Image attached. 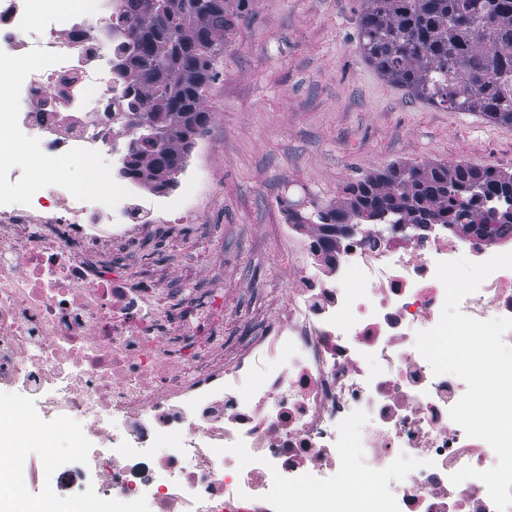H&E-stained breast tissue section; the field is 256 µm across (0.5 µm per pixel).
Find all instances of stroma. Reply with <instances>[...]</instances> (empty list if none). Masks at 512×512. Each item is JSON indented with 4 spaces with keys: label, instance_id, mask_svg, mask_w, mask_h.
<instances>
[{
    "label": "stroma",
    "instance_id": "1",
    "mask_svg": "<svg viewBox=\"0 0 512 512\" xmlns=\"http://www.w3.org/2000/svg\"><path fill=\"white\" fill-rule=\"evenodd\" d=\"M363 0H251L207 86V126L164 197L196 220L129 250L166 288L193 295L219 271L224 337L285 302L294 268L288 206L336 205L343 187L393 163L512 172V125L414 97L359 48Z\"/></svg>",
    "mask_w": 512,
    "mask_h": 512
}]
</instances>
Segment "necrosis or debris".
Returning <instances> with one entry per match:
<instances>
[{
	"mask_svg": "<svg viewBox=\"0 0 512 512\" xmlns=\"http://www.w3.org/2000/svg\"><path fill=\"white\" fill-rule=\"evenodd\" d=\"M42 2L0 0V90L29 102L0 121L25 157L0 165V409L21 431L56 424L103 445L88 467L52 442L35 457L8 449L19 498L37 486L81 512H341L340 487L360 479L359 512H496L482 481L450 480L497 457L449 417L465 383L434 373L415 341L440 319L437 262L512 251V232L356 224L325 240L290 224L288 301L256 334L225 344L204 298L196 324L169 335L179 293L100 269L157 222L113 176L133 138L115 70L127 22L106 0H76L47 23ZM69 161L80 181L51 192L33 176ZM459 310L512 318V269Z\"/></svg>",
	"mask_w": 512,
	"mask_h": 512,
	"instance_id": "4bbe7bcc",
	"label": "necrosis or debris"
}]
</instances>
